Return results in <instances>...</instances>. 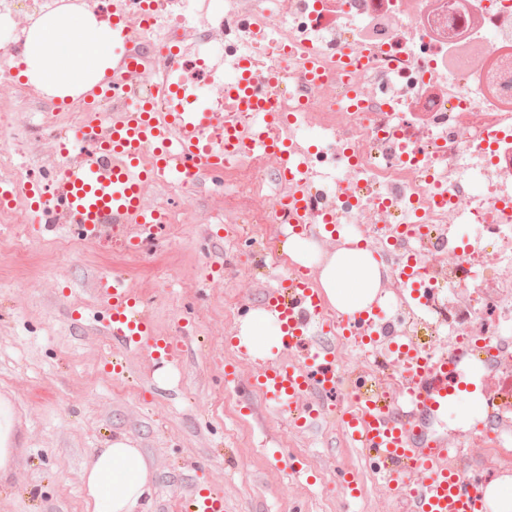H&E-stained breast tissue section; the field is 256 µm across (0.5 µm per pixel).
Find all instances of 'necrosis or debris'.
<instances>
[{
	"instance_id": "obj_1",
	"label": "necrosis or debris",
	"mask_w": 512,
	"mask_h": 512,
	"mask_svg": "<svg viewBox=\"0 0 512 512\" xmlns=\"http://www.w3.org/2000/svg\"><path fill=\"white\" fill-rule=\"evenodd\" d=\"M240 14L246 23L228 58L265 71L283 66L281 49L314 48L326 61L322 85H294L279 105L294 115L286 136L316 114L330 153L350 154L339 175L322 172L333 185L364 190L338 208L339 223L375 230L383 245L393 232L383 213L426 225L428 250L442 256L426 264L428 276L477 296L464 310L438 300L429 325L456 336L469 319L471 335L491 336L489 316L512 317V0H245ZM230 28L211 0H153L133 21L136 38L175 44L192 66L199 47ZM344 45L363 64L358 110L343 104L334 76ZM11 131L1 113L0 181L19 201L28 180ZM266 167V155L241 154L227 160L224 177L249 200L251 223L280 224L286 192L269 191ZM460 222L483 225L487 241L459 246L452 227Z\"/></svg>"
}]
</instances>
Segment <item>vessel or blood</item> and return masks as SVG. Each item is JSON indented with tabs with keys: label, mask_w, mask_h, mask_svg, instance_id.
<instances>
[{
	"label": "vessel or blood",
	"mask_w": 512,
	"mask_h": 512,
	"mask_svg": "<svg viewBox=\"0 0 512 512\" xmlns=\"http://www.w3.org/2000/svg\"><path fill=\"white\" fill-rule=\"evenodd\" d=\"M148 7L149 0H112V72L87 96L129 101L133 107L113 113L108 120L94 116L64 135L60 159L52 167L50 198L38 214L40 223L91 240L101 239L109 229L137 224L144 228V235L124 241L127 250L137 252L145 247L147 233L163 224L158 211L143 205L145 184L167 182L173 174L193 183L206 173L222 171L231 154L262 151L277 162L288 180L286 233H296L315 216L319 222L311 224L313 232L334 235L335 209L322 201L320 187L311 177V152L281 135L285 116L275 97L289 91L286 78L277 71H256L244 58L216 62L209 70L224 82L225 109L219 112L198 104L199 80L178 50L155 43L145 51L136 44L131 21ZM159 57L166 58L168 66L156 82L155 97L136 95L140 75ZM299 76L312 86L324 82L319 53L305 57ZM397 277L411 284L419 304L429 302L432 286L420 281L410 266L398 267ZM96 285L111 310L106 334L113 343L145 345L163 364L179 358L178 347L169 339L152 335L147 310L132 297L121 275L99 276ZM268 304L283 326V351L301 352L302 363L267 364L255 379L256 387L271 400L284 403L307 393L335 394L341 377L334 341L312 332L324 306L319 289L307 275L293 272L269 293ZM422 351L416 339L404 345L402 356L411 387L403 401L373 389L365 376L352 379L357 409L345 419V430L372 467L394 483L407 502V512H478L480 473L458 464V449L431 437L429 428L435 419L447 415L459 396L468 394L485 411L487 432H511L512 420L504 413L512 411V391L494 392L484 381L467 379L461 370L466 359L483 371L497 370L498 356L489 345L453 347L429 358ZM411 468L424 475L414 487L404 481ZM184 509L224 512V501L192 494L186 497Z\"/></svg>",
	"instance_id": "1"
}]
</instances>
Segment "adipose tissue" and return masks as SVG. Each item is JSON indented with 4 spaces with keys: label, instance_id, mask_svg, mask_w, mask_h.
Here are the masks:
<instances>
[{
    "label": "adipose tissue",
    "instance_id": "ef3b65f1",
    "mask_svg": "<svg viewBox=\"0 0 512 512\" xmlns=\"http://www.w3.org/2000/svg\"><path fill=\"white\" fill-rule=\"evenodd\" d=\"M22 56V77L53 97L74 99L110 71L112 27L85 8L61 6L29 25ZM281 249L302 266L318 265V286L338 314L364 316L382 302L389 269L360 239L340 236L336 250L324 253L294 234ZM281 336L276 312L261 309L242 320L236 340L253 358L267 360L280 350ZM154 481L150 459L122 433L95 449L81 473L88 512H140Z\"/></svg>",
    "mask_w": 512,
    "mask_h": 512
}]
</instances>
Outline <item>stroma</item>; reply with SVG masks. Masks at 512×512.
Segmentation results:
<instances>
[{
    "mask_svg": "<svg viewBox=\"0 0 512 512\" xmlns=\"http://www.w3.org/2000/svg\"><path fill=\"white\" fill-rule=\"evenodd\" d=\"M74 114L82 100L40 102L0 93L21 168L42 171L59 155L54 133H35L45 111ZM232 186L147 184V208L167 210L149 251L120 239L58 249L63 236L43 225L4 224L0 238V397L16 416V459L0 480V512H85L80 474L93 449L121 432L151 459L156 512H180L190 493H216L224 512H401L392 485L374 473L343 435L338 419L351 401L327 398L312 428L250 386L259 363L232 343L245 308H258L283 269L261 263L263 243L281 227L257 232L232 201ZM119 273L149 311L153 333L170 336L182 356L168 379L147 351L103 334L109 311L96 277ZM433 432L459 449L460 462L493 478L507 467L486 436L455 427Z\"/></svg>",
    "mask_w": 512,
    "mask_h": 512,
    "instance_id": "stroma-1",
    "label": "stroma"
}]
</instances>
